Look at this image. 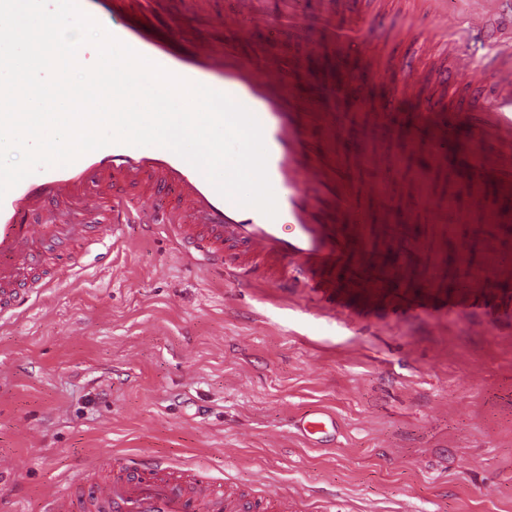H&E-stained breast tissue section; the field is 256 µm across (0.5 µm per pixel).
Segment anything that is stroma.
Listing matches in <instances>:
<instances>
[{"label":"stroma","instance_id":"35a3bbf8","mask_svg":"<svg viewBox=\"0 0 512 512\" xmlns=\"http://www.w3.org/2000/svg\"><path fill=\"white\" fill-rule=\"evenodd\" d=\"M0 321V512H40L104 454L155 455L300 512H512V309L363 324L190 264L130 224L107 260ZM313 407L339 432L307 446Z\"/></svg>","mask_w":512,"mask_h":512}]
</instances>
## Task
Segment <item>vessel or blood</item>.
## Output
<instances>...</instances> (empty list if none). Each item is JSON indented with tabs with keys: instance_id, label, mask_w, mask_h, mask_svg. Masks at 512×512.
Listing matches in <instances>:
<instances>
[{
	"instance_id": "b4317fda",
	"label": "vessel or blood",
	"mask_w": 512,
	"mask_h": 512,
	"mask_svg": "<svg viewBox=\"0 0 512 512\" xmlns=\"http://www.w3.org/2000/svg\"><path fill=\"white\" fill-rule=\"evenodd\" d=\"M178 17L203 18L221 36L197 38L181 29H158L149 19L160 3ZM362 0H324L312 13L308 0H228L215 16L199 0H79L140 55L185 79L224 92L250 109L263 129L267 172L278 213L268 218L221 196L187 161L162 147L113 144L74 163L26 177L0 199V319L26 308L37 291L28 276L42 249L74 246L97 238L107 244L125 225H167L194 265L222 269L245 291L272 282L287 296L314 297L326 313L340 314L344 302L361 297L372 307L412 318L452 310L469 320L472 333L485 331L492 301H512V38L486 7L467 26L449 31L452 51L434 62L442 92L424 98L418 54L373 66L370 75L392 90L379 111L347 112L353 93L345 53L357 43L390 39L395 25L386 5L363 24H337V15L358 13ZM257 30L270 39L287 35L305 45L302 56L245 53L243 40ZM336 55V74L305 82L308 61ZM487 72L480 85L470 71ZM419 99L424 126L401 131L403 147H423L411 194L388 201L381 176L396 171L400 150L382 134L404 100ZM379 172L364 188L377 205L354 203L353 176ZM461 176L473 215L486 232L479 265L459 259L446 278L440 245L457 233L464 217L455 200L437 199L427 174ZM423 210L426 234H414L402 216ZM400 245L403 263L391 265L383 246ZM311 445L333 440L336 420L314 409L294 422ZM107 480L58 493L43 512H296L297 500L270 488L260 500L225 496L212 483L155 457H102Z\"/></svg>"
}]
</instances>
